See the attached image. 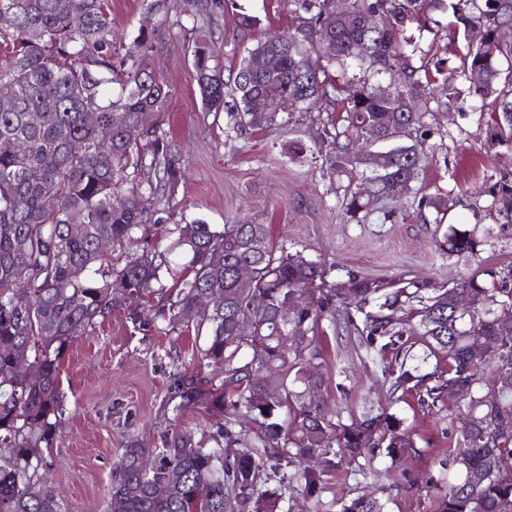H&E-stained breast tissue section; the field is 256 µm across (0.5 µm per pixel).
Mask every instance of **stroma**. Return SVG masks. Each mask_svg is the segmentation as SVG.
<instances>
[{"mask_svg":"<svg viewBox=\"0 0 512 512\" xmlns=\"http://www.w3.org/2000/svg\"><path fill=\"white\" fill-rule=\"evenodd\" d=\"M160 30L152 64L173 88L164 130L183 150L186 175L162 217L168 224L201 218L220 228L236 221L268 225L277 244L300 251L340 271L375 278L409 275L445 284L469 275L478 265L512 262V218L493 211L490 196L477 188L492 175H512V150L486 156V129L475 115L449 106L429 119L434 133L427 140L420 183L431 191L453 193L457 203L449 224L478 225L487 244L466 259L441 251L436 224L411 207V196L384 202L399 221L374 213L364 223L346 220L334 185L320 171L309 148L318 134L304 124L296 129L274 126L251 136L230 138L223 114L203 111L188 51L187 27ZM157 299L139 304L143 318L155 320L150 331L133 330L125 307L75 340L64 354L60 380L65 416L51 450L52 466L40 489L51 494L58 512H108L113 469L123 445L137 439L155 447L168 430L205 434L198 411H173L168 390L177 368L197 360L199 339L169 331L156 320ZM322 371L345 382L348 397L332 393L341 414L362 411L364 404H384L387 390L354 337L339 334L323 340ZM412 432L413 450L400 466L418 480L444 477L448 450V410L427 412L417 403L395 405ZM382 496L387 512H434L432 498L403 493L388 480L342 475L321 498L327 512L340 501L361 495Z\"/></svg>","mask_w":512,"mask_h":512,"instance_id":"1","label":"stroma"}]
</instances>
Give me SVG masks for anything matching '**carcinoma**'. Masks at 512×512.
<instances>
[{"label":"carcinoma","instance_id":"carcinoma-1","mask_svg":"<svg viewBox=\"0 0 512 512\" xmlns=\"http://www.w3.org/2000/svg\"><path fill=\"white\" fill-rule=\"evenodd\" d=\"M282 2L291 27L275 42L256 41L226 76L205 24L234 0H210L188 45L203 109L227 113L237 137L322 124L314 151L342 192L345 217L381 210L421 170L429 116L450 102L486 126V153L512 146V43L499 38L512 27V0H348L343 18L332 0ZM143 5L156 26L118 46L108 0H0V98L13 102L0 112V512H57L33 482L62 419V356L119 302L156 292L171 330L205 336L203 364L177 374L170 400L177 411L203 410L209 431L204 440L167 431L159 448L128 442L111 512H283L281 486L315 496L346 466L366 474L364 461L380 453L397 463L414 447L404 418L368 411L344 423L322 397L321 339L338 327L359 337L395 402L448 405L442 465L452 480L425 481L436 512H512V388L486 398L498 374H512V263L481 265L446 285L350 272L333 280L322 260L276 244L266 224L161 223L182 170L162 128L173 90L150 58L157 27L182 25L172 13L195 0ZM438 13L447 38L464 42L466 92L430 67L411 34L434 32ZM366 17L375 27L362 26ZM258 22L237 14L236 39ZM328 37L336 53L325 56ZM258 54L272 61L265 73L251 67ZM393 68L401 81L377 96L374 85ZM486 192L498 212L512 213L511 177ZM450 202L421 186L411 208L443 215ZM153 228L155 243L120 267L100 247L122 248ZM443 240L465 257L487 245L462 224L448 225ZM183 248L191 258L180 266L173 255ZM243 264L252 274L241 283ZM211 295L216 303L200 310ZM293 297L303 305L286 321L280 309ZM233 446L237 453H224ZM390 480L417 489L404 469ZM338 512H385V504L360 496Z\"/></svg>","mask_w":512,"mask_h":512}]
</instances>
